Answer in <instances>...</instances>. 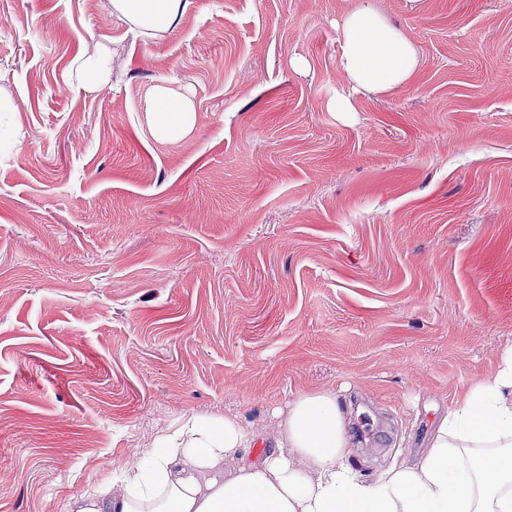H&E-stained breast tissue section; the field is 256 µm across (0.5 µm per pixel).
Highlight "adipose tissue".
<instances>
[{"mask_svg":"<svg viewBox=\"0 0 512 512\" xmlns=\"http://www.w3.org/2000/svg\"><path fill=\"white\" fill-rule=\"evenodd\" d=\"M113 14L164 31L191 0H109ZM338 65L354 88L386 93L419 66L416 48L375 10L360 7L339 27ZM95 92L112 76L111 56L95 46L76 69ZM160 140L185 136L195 123L189 98L155 86L146 102ZM237 416L184 417L159 436L120 481L100 484L77 512H512V348L494 376L468 389L437 424L426 451L373 476L351 461L352 437L341 395H298L265 453Z\"/></svg>","mask_w":512,"mask_h":512,"instance_id":"obj_1","label":"adipose tissue"}]
</instances>
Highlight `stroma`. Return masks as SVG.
<instances>
[{"mask_svg": "<svg viewBox=\"0 0 512 512\" xmlns=\"http://www.w3.org/2000/svg\"><path fill=\"white\" fill-rule=\"evenodd\" d=\"M358 5L420 65L334 112ZM159 84L194 105L181 139ZM0 102V512H74L189 414L262 454L328 388L370 475L512 346V0H192L162 32L0 0ZM80 86L87 92H95L105 86L112 76L111 56L107 49L96 45L84 53L76 69ZM148 120L159 140H173L185 136L195 123L193 103L186 96L157 85L146 102Z\"/></svg>", "mask_w": 512, "mask_h": 512, "instance_id": "stroma-1", "label": "stroma"}]
</instances>
